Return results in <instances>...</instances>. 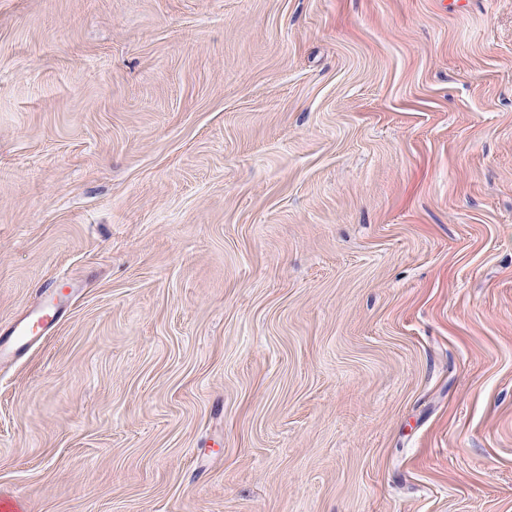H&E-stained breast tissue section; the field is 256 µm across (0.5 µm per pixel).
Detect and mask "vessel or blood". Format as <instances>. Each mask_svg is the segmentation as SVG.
Listing matches in <instances>:
<instances>
[{
    "label": "vessel or blood",
    "instance_id": "1",
    "mask_svg": "<svg viewBox=\"0 0 512 512\" xmlns=\"http://www.w3.org/2000/svg\"><path fill=\"white\" fill-rule=\"evenodd\" d=\"M69 305L68 296L45 292L37 305L8 328L0 330V360L25 353L60 323Z\"/></svg>",
    "mask_w": 512,
    "mask_h": 512
}]
</instances>
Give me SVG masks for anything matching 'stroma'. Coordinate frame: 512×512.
I'll return each mask as SVG.
<instances>
[{
	"label": "stroma",
	"mask_w": 512,
	"mask_h": 512,
	"mask_svg": "<svg viewBox=\"0 0 512 512\" xmlns=\"http://www.w3.org/2000/svg\"><path fill=\"white\" fill-rule=\"evenodd\" d=\"M16 512H512V0H0ZM37 305L8 328L0 330V360L15 358L25 353L36 342L47 336L60 323L69 305L70 295L43 291Z\"/></svg>",
	"instance_id": "stroma-1"
}]
</instances>
